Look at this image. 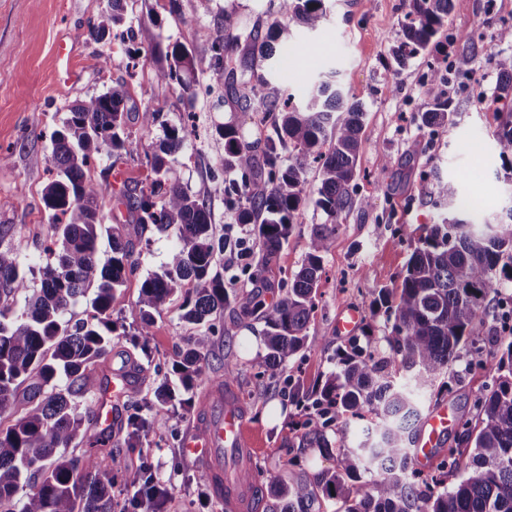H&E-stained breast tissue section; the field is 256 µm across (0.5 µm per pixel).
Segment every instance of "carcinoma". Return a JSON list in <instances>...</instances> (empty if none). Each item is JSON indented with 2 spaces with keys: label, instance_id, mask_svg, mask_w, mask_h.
Wrapping results in <instances>:
<instances>
[{
  "label": "carcinoma",
  "instance_id": "carcinoma-1",
  "mask_svg": "<svg viewBox=\"0 0 512 512\" xmlns=\"http://www.w3.org/2000/svg\"><path fill=\"white\" fill-rule=\"evenodd\" d=\"M451 0H410L402 38L394 59L402 65L422 54L448 23ZM278 17L264 39L252 29L240 57V37L230 33L234 12H224L225 37L214 39L210 53L212 92H227L222 103L231 111L256 109L274 115L275 135L265 139L262 164H256L238 128L219 129L224 139V179L210 192L224 196L238 223L251 227V260L241 274L254 279L270 264L301 225L309 160L322 161L316 205L328 223L312 225L308 251L288 290L261 310L265 356L260 375L276 378L308 341V324L325 257L335 248L338 216L353 204L351 183L362 149L365 107L334 83L322 80L301 108L283 98L268 81L255 85L241 77L256 59L272 58L275 44H288L291 27L314 30L324 18L322 0H279ZM198 49L173 46L170 63L155 73L156 82L174 81L191 96ZM497 99L512 105V55L496 58ZM125 83L68 107L61 129L53 132L51 161L56 176L43 190L52 213L53 237L43 247L46 258L40 286L31 288L11 247H0V512H112L114 477L101 473L98 458L137 447L141 436L169 424L165 405L173 400L168 383L154 390L158 405L133 400L123 440L83 430L84 399L103 388L96 368L112 352V302L115 292L134 275V240L148 226L175 228L179 244L163 269L140 284L138 335H150L152 313L159 311L176 286H192L182 320L204 327L191 337L172 363L187 392L204 375L215 335L214 312L228 307L234 295L213 272L216 254L238 249L237 240H217L205 197L192 193L175 175L174 155L184 130L163 126L156 150L145 153L154 175L139 189L125 183L119 194L135 218L108 234L111 252L101 258L99 200L103 188L85 173L102 152L130 151L125 129ZM449 98L437 96L422 113L429 127L452 122ZM499 155L512 159V110L496 136ZM295 151L285 158L284 152ZM446 216L424 229L393 288L382 287L372 317L383 321L367 328L366 346L354 345L336 355V369L302 404L300 445L328 451L327 429L336 427L339 452L331 469L311 478L273 482L254 499L262 512H312L321 499L336 502V512H512V339L479 338L489 307L488 296L499 277L512 281V209L509 221L475 224L468 208L448 199ZM93 292L91 312L72 322L62 319L76 299ZM24 306L17 309V295ZM482 342L493 347L487 369L494 387L476 402L474 420L461 424L458 447L426 473L414 466L415 445L424 424L415 396L440 398L457 377L453 366L460 350ZM365 420V437L347 446L350 425ZM82 438L87 448L73 457L66 449ZM461 472L448 486V474ZM151 487L152 512H163L168 488L143 472Z\"/></svg>",
  "mask_w": 512,
  "mask_h": 512
}]
</instances>
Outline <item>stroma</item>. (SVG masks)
<instances>
[{
  "instance_id": "obj_1",
  "label": "stroma",
  "mask_w": 512,
  "mask_h": 512,
  "mask_svg": "<svg viewBox=\"0 0 512 512\" xmlns=\"http://www.w3.org/2000/svg\"><path fill=\"white\" fill-rule=\"evenodd\" d=\"M410 0H324L326 17L315 30L296 28L285 52L260 64L256 74L279 83L294 105L304 106L315 83L335 74L350 97L366 110L363 147L353 182V205L338 218L336 245L324 262L316 308L308 325L306 347L289 361L276 384L260 376L264 354L262 322L248 314L252 301L281 297L289 277L299 269L307 251L308 227L322 224L326 215L316 206L319 167L309 163L305 201L299 217L303 231L294 232L271 271L261 279H235L237 254H217L215 271L231 280L235 304L214 313L211 321L230 327L233 340L215 337L207 369L237 366L234 386L246 411L248 428L259 441L254 458L262 484L301 477L334 466L332 456L301 448L293 429L300 410L296 391H309L334 369L336 352L352 339L338 335L336 317L353 308L369 317L373 291L388 285L391 275L408 260L425 225L439 223L445 209L437 203V183L447 184L455 199L475 201L477 221H491L512 209V161L500 157L496 134L502 113L480 111L479 99L496 95L495 59L512 55V42L497 39L499 28L512 24V0H452L449 34L440 35L435 48L400 66L392 58ZM197 0H124L123 29L133 42L115 35L97 41L90 37L109 13L108 0H0V227L14 248L21 272L39 282L45 264L42 246L52 236L53 218L42 201L52 179V132L59 128L75 101L105 91L125 79V104L131 153L102 156L90 169L91 179L103 189L100 218L104 226L129 217L125 204L113 194L121 183L137 185L151 172L143 162L146 151L163 137V126L142 129L137 114L157 109L163 125L187 126L189 133L173 167L191 192L206 193L224 177V140L218 129L235 121L243 141L261 153L274 127L262 113H231L217 106L209 94L210 57L195 59L196 90L186 97L177 83H152L154 72L166 66L174 44L203 47L224 33V13L236 10L243 30L267 27L274 14L270 0H213L211 12L197 15ZM72 55L68 79L59 76L58 47ZM140 53L137 69L128 66L129 48ZM465 57L472 73L449 96L456 107L453 123L442 128L422 124L431 97L421 93L431 69ZM149 94H142V86ZM175 230H147L134 243V276L119 288L112 305L116 329L113 349L98 365L101 376L111 377L130 351L139 322L136 301L144 278L161 271L177 245ZM188 288L177 289L170 301L153 315L151 334L144 342L143 382L138 397L150 400L161 382L177 386L170 369L179 348L198 331L180 319ZM491 379L476 368L453 383L443 401L455 418L471 417L473 403L486 393ZM196 410H178L168 428L149 433L142 450L123 452L119 460L100 454L102 472L113 474L115 512H126L143 467L169 486L164 512H225L202 469L185 457L182 443Z\"/></svg>"
}]
</instances>
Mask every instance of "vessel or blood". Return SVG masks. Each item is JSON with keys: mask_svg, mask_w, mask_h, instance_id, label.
Masks as SVG:
<instances>
[{"mask_svg": "<svg viewBox=\"0 0 512 512\" xmlns=\"http://www.w3.org/2000/svg\"><path fill=\"white\" fill-rule=\"evenodd\" d=\"M130 389L127 370L113 371L108 389L97 405L98 421L103 428L117 426L115 401L126 396ZM453 422L447 405L432 410L417 442V459L432 462L433 450L439 448ZM245 428L246 414L234 388L213 387L204 394L200 416L183 443L185 454L195 457L212 490L231 512H247L260 486L259 479L248 476L256 450Z\"/></svg>", "mask_w": 512, "mask_h": 512, "instance_id": "b4317fda", "label": "vessel or blood"}]
</instances>
